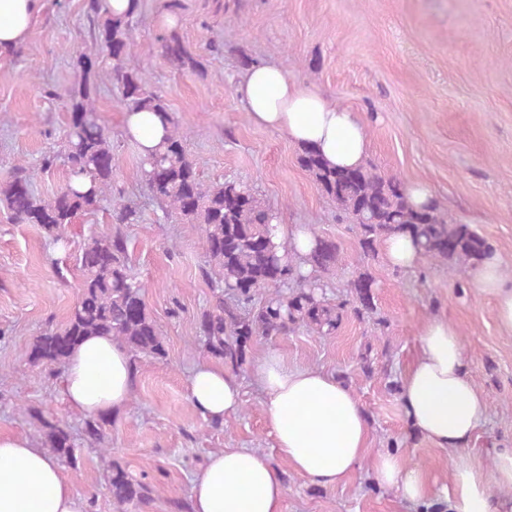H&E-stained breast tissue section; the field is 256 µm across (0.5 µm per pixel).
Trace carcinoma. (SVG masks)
<instances>
[{"label": "carcinoma", "instance_id": "carcinoma-1", "mask_svg": "<svg viewBox=\"0 0 512 512\" xmlns=\"http://www.w3.org/2000/svg\"><path fill=\"white\" fill-rule=\"evenodd\" d=\"M140 8L141 0H131L130 9L116 16L104 9L102 0H87L95 50L79 53L74 61L75 82L67 93L64 183L44 197L33 187L36 171L24 164L14 166L0 181V209L15 224L39 225L55 245L65 243L79 217L97 213L108 199L113 206L115 225L90 235L76 258L81 279L66 321L35 338L29 362L53 375L64 369L85 337L94 335L118 340L135 368L143 358L163 361L168 356L165 338L145 301V284L129 264L128 238L121 225L139 223L140 212L114 186L119 158L95 107L104 79L120 91L128 110L152 112L165 125L158 148L139 156L140 177L164 216L198 225L202 272L211 288L210 306L197 318L203 350L237 370L247 363L250 343L259 336H285L300 328L320 336L335 333L341 315L324 288L325 277L339 261L340 245L317 235L311 252L297 261L287 246L274 242L277 216L252 187L234 180L202 182L189 157L188 133L176 125L162 96L147 89L144 71L132 63L131 23ZM160 47L178 70L203 74L200 61L176 33L163 36ZM299 163L338 216L355 225L365 253L398 233L409 234L425 258L445 261L450 268L475 265L492 253L468 225L448 222L436 202L421 208L410 205L404 185L370 165L332 168L310 147L301 149ZM304 265L309 267L306 272ZM372 285L367 273L350 284L366 313L374 311ZM27 414L39 424L43 447L78 468L77 438L40 411L29 409ZM106 424L102 417H86L81 427L84 443L103 447L105 457L111 454L105 447ZM105 478L116 512H137L151 498L150 485L115 461H106Z\"/></svg>", "mask_w": 512, "mask_h": 512}]
</instances>
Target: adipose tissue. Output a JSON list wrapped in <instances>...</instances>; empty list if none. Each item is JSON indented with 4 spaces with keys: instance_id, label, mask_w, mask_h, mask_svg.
<instances>
[{
    "instance_id": "ef3b65f1",
    "label": "adipose tissue",
    "mask_w": 512,
    "mask_h": 512,
    "mask_svg": "<svg viewBox=\"0 0 512 512\" xmlns=\"http://www.w3.org/2000/svg\"><path fill=\"white\" fill-rule=\"evenodd\" d=\"M41 6V0H0V53L27 39ZM236 93L254 124L313 147L332 167L364 164L369 134L357 115L319 89L299 86L281 67L250 65ZM124 126L144 154L165 135L160 119L149 112H125ZM502 268L499 254H491L472 269V281L494 295L497 320L512 332V285H506ZM253 373L276 452L227 448L209 454L194 475L190 512H284V469L334 488L368 456L367 416L335 374L290 365L273 348L257 359ZM58 389L82 415L120 414L133 391L128 351L109 336L85 338L72 351ZM188 398L202 418L221 422L239 411L241 384L236 375L204 362L188 381ZM400 398L415 434L453 450L448 482L432 490L423 469L388 450L368 456L376 482L439 512H512V448L496 449L488 469L466 453L487 417L488 402L468 373L461 333L446 318H431L421 327ZM86 510L85 498L45 448L24 435L0 434V512Z\"/></svg>"
}]
</instances>
